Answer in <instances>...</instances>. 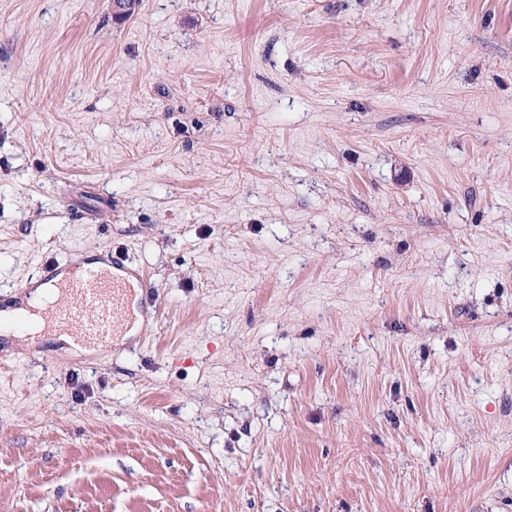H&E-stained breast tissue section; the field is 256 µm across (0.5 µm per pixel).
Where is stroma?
Returning <instances> with one entry per match:
<instances>
[{
  "label": "stroma",
  "mask_w": 512,
  "mask_h": 512,
  "mask_svg": "<svg viewBox=\"0 0 512 512\" xmlns=\"http://www.w3.org/2000/svg\"><path fill=\"white\" fill-rule=\"evenodd\" d=\"M0 512H512V0H0ZM132 263L125 254L113 253L104 268L86 264L80 276L57 279L60 264L55 260L42 261L41 281L55 283L62 293L47 308L54 328L67 329L95 345L127 328L136 315L143 318V313L149 314L152 301L147 293L142 292L140 302L130 297V278L141 283L140 274L130 269L134 267Z\"/></svg>",
  "instance_id": "1"
}]
</instances>
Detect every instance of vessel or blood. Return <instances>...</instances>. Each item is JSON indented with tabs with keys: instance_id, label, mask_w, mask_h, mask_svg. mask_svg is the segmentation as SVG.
I'll return each mask as SVG.
<instances>
[{
	"instance_id": "1",
	"label": "vessel or blood",
	"mask_w": 512,
	"mask_h": 512,
	"mask_svg": "<svg viewBox=\"0 0 512 512\" xmlns=\"http://www.w3.org/2000/svg\"><path fill=\"white\" fill-rule=\"evenodd\" d=\"M43 281L61 291L58 301L48 307L54 328L81 336L90 344H100L117 335L136 316L148 313L149 296L132 299L134 276L131 260L122 253L111 254L106 265L83 266L80 276L60 278L57 261L42 262Z\"/></svg>"
}]
</instances>
